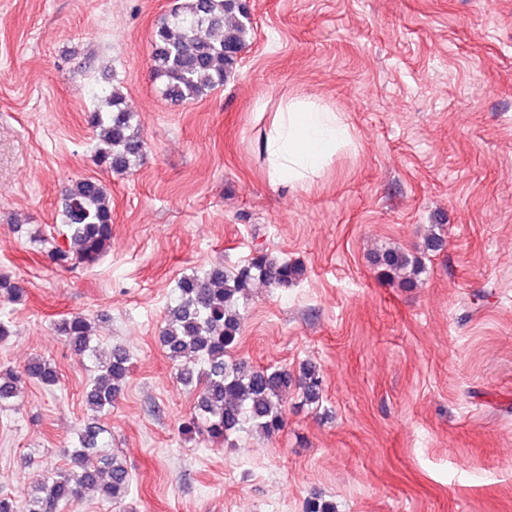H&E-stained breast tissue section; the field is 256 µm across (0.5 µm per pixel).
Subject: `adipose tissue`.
Listing matches in <instances>:
<instances>
[{
	"instance_id": "adipose-tissue-1",
	"label": "adipose tissue",
	"mask_w": 512,
	"mask_h": 512,
	"mask_svg": "<svg viewBox=\"0 0 512 512\" xmlns=\"http://www.w3.org/2000/svg\"><path fill=\"white\" fill-rule=\"evenodd\" d=\"M349 138L341 113L311 101L285 103L260 145L270 185H307Z\"/></svg>"
}]
</instances>
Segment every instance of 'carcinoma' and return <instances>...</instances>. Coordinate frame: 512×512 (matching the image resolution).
I'll use <instances>...</instances> for the list:
<instances>
[{
    "mask_svg": "<svg viewBox=\"0 0 512 512\" xmlns=\"http://www.w3.org/2000/svg\"><path fill=\"white\" fill-rule=\"evenodd\" d=\"M251 30L245 0H175L152 34L151 75L170 99L197 100L231 77ZM105 102L107 110L93 112L89 118L100 142L96 162L123 174L139 160L145 143L135 132L134 113L120 92H110ZM60 216L58 234L70 242L69 249L55 240L39 243L49 246L51 258L65 268L96 261L112 240V209L103 185L77 179L65 186ZM375 263L391 276H405L408 283L420 271L417 259L396 249L376 256ZM301 274L298 266L261 253L233 271L213 266L178 281L160 340L170 359L178 363L180 381L197 390L194 414L181 422L184 436L191 439L201 434L224 442L248 426L270 437L283 427L282 404L289 389L300 390L307 402L319 401L323 377L312 364L294 373L231 360L240 330L239 300L252 281L263 279L286 288ZM23 295L20 282L0 275V296L5 301L17 302ZM55 329L75 352L98 359L96 375L86 388V402L98 414L109 412L130 375L128 352L115 347L100 358L91 322L83 316L64 318ZM25 381L51 389L60 379L56 367L42 358L29 361L20 374L1 371L0 404L16 400ZM69 460V468L39 476L23 507L10 497H0V512H58L80 501L87 490L115 504L129 495V471L112 452L105 427L84 430L69 450Z\"/></svg>",
    "mask_w": 512,
    "mask_h": 512,
    "instance_id": "1",
    "label": "carcinoma"
}]
</instances>
